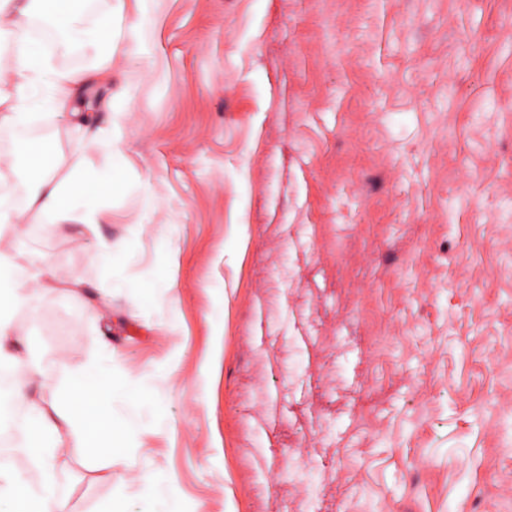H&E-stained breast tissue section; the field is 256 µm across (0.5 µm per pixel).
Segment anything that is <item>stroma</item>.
Returning a JSON list of instances; mask_svg holds the SVG:
<instances>
[{"instance_id": "stroma-1", "label": "stroma", "mask_w": 512, "mask_h": 512, "mask_svg": "<svg viewBox=\"0 0 512 512\" xmlns=\"http://www.w3.org/2000/svg\"><path fill=\"white\" fill-rule=\"evenodd\" d=\"M113 40L91 96L126 112L119 151L61 119L0 126V188L28 185L20 136L58 178L121 185L97 230L0 235L17 273L40 251L86 284L13 314L32 400L95 356L148 395L119 408L138 432L111 478L68 448L55 494L144 512L157 472L204 512H512V0H126ZM101 237L154 298L112 286Z\"/></svg>"}]
</instances>
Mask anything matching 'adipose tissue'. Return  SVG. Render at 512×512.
Segmentation results:
<instances>
[{
    "label": "adipose tissue",
    "instance_id": "obj_1",
    "mask_svg": "<svg viewBox=\"0 0 512 512\" xmlns=\"http://www.w3.org/2000/svg\"><path fill=\"white\" fill-rule=\"evenodd\" d=\"M81 0H23L21 12L30 20L44 21L64 35L77 32ZM125 0H111L88 35V43L98 53L88 69L60 70L50 66L44 54L27 40H18L14 62L0 68V124L15 127L29 125L35 109L50 107L67 115L79 134L117 145L122 139L126 114L111 111L107 126H98V112L89 98V87L112 64V19L121 14ZM46 149L31 144L27 155H13V162L26 165L35 185L31 197L32 214H24L0 202V225L33 222L51 233L61 224H107L111 216L100 204V197L113 190L110 181L80 169L67 180L55 181L41 164H33V155H45ZM33 272L21 277L14 272L11 256L0 252V423L9 422L18 402L24 401L36 367H23L16 349L24 338L16 332L11 313L28 303L34 294L55 291L59 278L48 257L30 258ZM125 378L112 366L92 361L85 373L71 377L59 403L52 412L35 407L25 424L27 452L43 473L41 483H32L20 472H0V512H69L65 499L52 491L55 459L63 450L64 435L74 437L78 447L87 449L93 468L111 472L112 464L129 448L136 433L134 420L116 411L117 404L133 402ZM149 512H202L201 506H188L175 488L173 476L151 475L147 480Z\"/></svg>",
    "mask_w": 512,
    "mask_h": 512
}]
</instances>
